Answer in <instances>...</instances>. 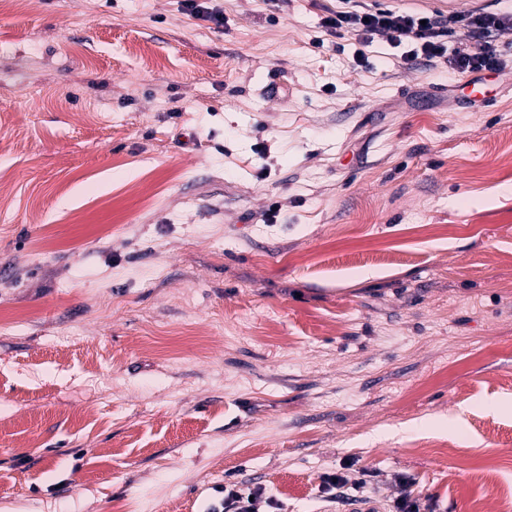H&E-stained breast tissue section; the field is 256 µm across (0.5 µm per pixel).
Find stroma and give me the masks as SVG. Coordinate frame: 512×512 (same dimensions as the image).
I'll return each mask as SVG.
<instances>
[{
  "label": "stroma",
  "instance_id": "1",
  "mask_svg": "<svg viewBox=\"0 0 512 512\" xmlns=\"http://www.w3.org/2000/svg\"><path fill=\"white\" fill-rule=\"evenodd\" d=\"M218 4L0 0V512H502L512 68ZM181 2L184 10L191 15L212 22L217 26L223 25L224 13L217 5H213L212 3L217 1L182 0ZM366 488L367 480L363 478L352 482L342 474L328 473L324 477L321 493L325 501L333 503L336 502V499L348 500L350 496H353L352 491L356 492V497L364 498L363 494L367 492ZM217 492L222 496L209 506L207 512H277L284 510V505L272 496H267L265 487L260 485L244 487L238 482L228 481L224 483V488L220 487ZM250 496H253V501H250Z\"/></svg>",
  "mask_w": 512,
  "mask_h": 512
}]
</instances>
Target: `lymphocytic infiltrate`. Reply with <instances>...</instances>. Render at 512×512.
<instances>
[{
    "label": "lymphocytic infiltrate",
    "instance_id": "lymphocytic-infiltrate-1",
    "mask_svg": "<svg viewBox=\"0 0 512 512\" xmlns=\"http://www.w3.org/2000/svg\"><path fill=\"white\" fill-rule=\"evenodd\" d=\"M342 10L331 12L323 24L334 33L353 32L364 43L384 40L408 45L410 60L444 62L471 72L499 71L512 61L497 40L512 33V13L473 10L443 14L408 12L384 5L383 0H343ZM283 505L267 496L263 486L225 482L223 494L207 512H281Z\"/></svg>",
    "mask_w": 512,
    "mask_h": 512
}]
</instances>
